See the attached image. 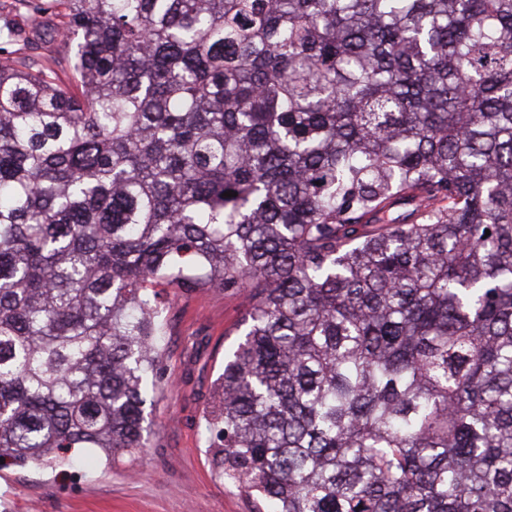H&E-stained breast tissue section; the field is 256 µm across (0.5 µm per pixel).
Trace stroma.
<instances>
[{
	"instance_id": "35a3bbf8",
	"label": "stroma",
	"mask_w": 512,
	"mask_h": 512,
	"mask_svg": "<svg viewBox=\"0 0 512 512\" xmlns=\"http://www.w3.org/2000/svg\"><path fill=\"white\" fill-rule=\"evenodd\" d=\"M162 380L147 447L96 468H0V512H264L248 489L218 474L203 430L234 346L245 294L158 284Z\"/></svg>"
}]
</instances>
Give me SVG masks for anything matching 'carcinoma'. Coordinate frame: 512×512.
Instances as JSON below:
<instances>
[{
  "label": "carcinoma",
  "mask_w": 512,
  "mask_h": 512,
  "mask_svg": "<svg viewBox=\"0 0 512 512\" xmlns=\"http://www.w3.org/2000/svg\"><path fill=\"white\" fill-rule=\"evenodd\" d=\"M17 5L75 47L0 61L3 464L147 446L162 281L248 298L268 512H512V0ZM32 39V48L28 51L31 60L45 65H53L60 68L61 66L67 65V58L69 56L67 48L64 44L59 41H52L51 43H45L39 40L36 36L29 34Z\"/></svg>",
  "instance_id": "1"
}]
</instances>
